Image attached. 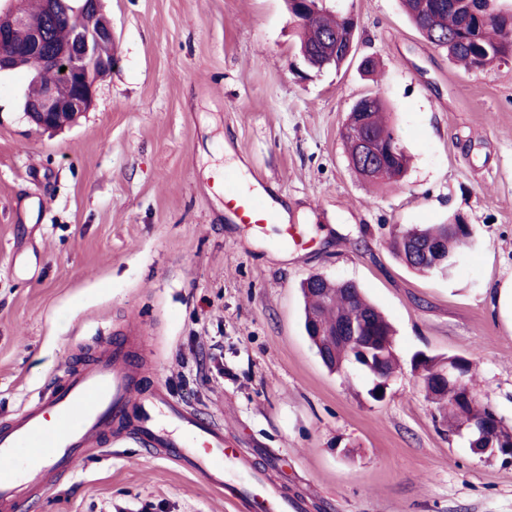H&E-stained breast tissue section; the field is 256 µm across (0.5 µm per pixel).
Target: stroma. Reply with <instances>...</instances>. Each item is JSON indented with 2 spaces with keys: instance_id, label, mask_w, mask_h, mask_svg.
<instances>
[{
  "instance_id": "35a3bbf8",
  "label": "stroma",
  "mask_w": 512,
  "mask_h": 512,
  "mask_svg": "<svg viewBox=\"0 0 512 512\" xmlns=\"http://www.w3.org/2000/svg\"><path fill=\"white\" fill-rule=\"evenodd\" d=\"M330 5L357 17L356 55L303 80L284 0H103L118 62L57 135L25 117L26 74L0 77V417L135 328L142 386L217 420L308 512H512V462L449 433L414 366L469 358L478 400L512 426V62L453 64L400 0ZM371 92L411 157L397 185L348 165L347 115ZM218 170L265 178L305 245L226 221ZM458 214L474 240L448 276L393 254L397 229ZM313 274L356 282L392 324L383 399L311 345ZM32 490L30 512H236L125 438Z\"/></svg>"
}]
</instances>
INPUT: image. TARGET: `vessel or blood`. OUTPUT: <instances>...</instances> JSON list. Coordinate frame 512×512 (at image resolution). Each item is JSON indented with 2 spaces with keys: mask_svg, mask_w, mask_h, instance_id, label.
Returning <instances> with one entry per match:
<instances>
[{
  "mask_svg": "<svg viewBox=\"0 0 512 512\" xmlns=\"http://www.w3.org/2000/svg\"><path fill=\"white\" fill-rule=\"evenodd\" d=\"M217 187L239 222L283 224L285 238L302 245L303 231L284 225L265 182L245 188L227 173ZM125 434L223 490L238 512L307 510L303 499L288 496L268 482L264 470L240 459L222 425L199 418L163 388H140L130 352L118 343L71 370L37 406L0 420V512H23L31 479L51 484L73 475L92 441Z\"/></svg>",
  "mask_w": 512,
  "mask_h": 512,
  "instance_id": "obj_1",
  "label": "vessel or blood"
}]
</instances>
